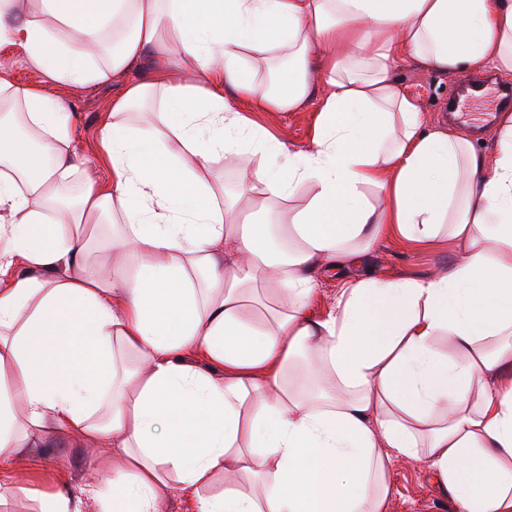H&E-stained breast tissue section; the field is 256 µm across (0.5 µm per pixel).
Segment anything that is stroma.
<instances>
[{
    "label": "stroma",
    "instance_id": "obj_1",
    "mask_svg": "<svg viewBox=\"0 0 512 512\" xmlns=\"http://www.w3.org/2000/svg\"><path fill=\"white\" fill-rule=\"evenodd\" d=\"M0 61L12 63L15 83L41 86L47 93L66 101L75 112L73 137L76 149L88 157L98 152L100 120L112 105L115 93L112 86L73 87L56 82L24 64L22 50L12 44L0 45ZM399 76L404 89L422 102L428 121L448 125L445 107L459 83L458 78L423 72L408 61L401 63ZM504 84L512 85V74L496 73L481 96L460 104L461 111L477 115L479 131L472 134L471 139L479 149L490 151L494 148L496 117L502 110L498 95ZM254 118L297 149L305 146L311 138L316 112L314 107L309 106L296 112H258ZM455 259L456 250L450 245L418 247L397 238H386L368 255L363 267L390 278H408L428 274L451 264ZM103 454L100 448L80 447L73 435L61 432L55 435L53 447L34 449L24 467L38 470L50 480L61 477L77 482L86 477L89 463ZM389 480L393 493L388 512H455L453 502L439 491L424 462L397 463Z\"/></svg>",
    "mask_w": 512,
    "mask_h": 512
}]
</instances>
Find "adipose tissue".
<instances>
[{"mask_svg":"<svg viewBox=\"0 0 512 512\" xmlns=\"http://www.w3.org/2000/svg\"><path fill=\"white\" fill-rule=\"evenodd\" d=\"M0 42L60 83H123L87 158L71 106L0 64V506L387 512L394 463L421 458L457 512H512V113L489 155L428 127L398 75L512 72V0H0ZM273 55L287 72L246 76ZM243 102L315 104V134L291 149ZM243 145L259 161L228 197L217 165ZM301 187L271 261L238 202ZM101 224L120 264L93 259ZM390 235L462 257L349 275ZM270 282L284 313L259 321L247 293ZM57 432L109 454L79 484L20 480Z\"/></svg>","mask_w":512,"mask_h":512,"instance_id":"obj_1","label":"adipose tissue"}]
</instances>
